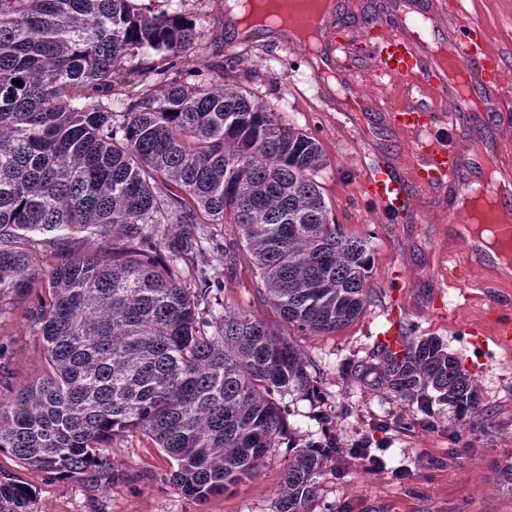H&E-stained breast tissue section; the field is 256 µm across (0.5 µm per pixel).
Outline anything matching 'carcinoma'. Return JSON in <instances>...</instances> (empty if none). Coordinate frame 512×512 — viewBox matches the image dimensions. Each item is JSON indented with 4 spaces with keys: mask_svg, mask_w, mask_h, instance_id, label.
<instances>
[{
    "mask_svg": "<svg viewBox=\"0 0 512 512\" xmlns=\"http://www.w3.org/2000/svg\"><path fill=\"white\" fill-rule=\"evenodd\" d=\"M152 2L0 0V304L37 280L26 233L112 243L39 279L49 299L27 319L48 370L0 401V452L72 477L111 468L100 449L140 431L175 462L177 489L202 501L274 447L277 397L311 398L317 386L288 337L244 311L203 317L222 302L209 301L196 259L245 251L258 293L320 335L371 303L369 243L329 220L320 143L228 71L196 80L181 63L201 46V17L185 0ZM226 221L240 237L221 246L205 225ZM161 226L164 261L153 255ZM373 357L364 374L398 396L479 412L472 378L438 338L378 343ZM335 464L334 439L297 449L274 512H311ZM32 500L0 472V512H32Z\"/></svg>",
    "mask_w": 512,
    "mask_h": 512,
    "instance_id": "cac0c4a2",
    "label": "carcinoma"
}]
</instances>
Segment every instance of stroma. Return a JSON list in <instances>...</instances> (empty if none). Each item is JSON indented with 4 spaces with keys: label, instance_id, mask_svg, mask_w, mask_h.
<instances>
[{
    "label": "stroma",
    "instance_id": "obj_1",
    "mask_svg": "<svg viewBox=\"0 0 512 512\" xmlns=\"http://www.w3.org/2000/svg\"><path fill=\"white\" fill-rule=\"evenodd\" d=\"M186 8L204 18L203 46L187 62L188 70L206 77L233 67L240 87L319 140L325 168L317 180L329 218L347 235L368 240L366 283L373 299L350 325L312 335L287 326L257 292L246 257L205 259L210 285L219 288L225 308L246 311L269 331L289 336L310 363L320 391L315 400L288 401L284 433L256 473L224 494L205 501L183 496L171 481L172 460L138 432L113 437L106 448L112 471L105 475L51 479L21 468L7 452H0V470L32 489L34 512H273L289 454L330 435L343 455L323 477L312 512H512V485L497 479L498 466L512 458V344L489 333L479 347L465 332L485 312L512 307V277L472 265L457 225L448 221L447 193L414 189L413 207L393 221L362 193L361 175L376 161H390L402 176H410L412 137L390 125L382 110L416 100L419 91L406 82L377 78L365 61L350 73L352 94L379 102L381 111L336 112L335 89L317 82L301 44L278 35L246 42L230 36L224 30V0H186ZM463 17L481 22L491 47L502 52V82L512 89V0H464ZM467 135L482 136L497 162L512 169V127L497 113H472ZM103 248L86 232L64 240L35 234L30 245L44 269ZM488 280L497 283L489 296L480 289ZM41 295V288H33L0 309V398L46 371L42 341L24 318ZM395 302L409 338H440L472 373L480 416L460 419L438 403L425 411L360 377L358 366L373 350ZM361 441L379 449L384 468L366 470L349 456V448Z\"/></svg>",
    "mask_w": 512,
    "mask_h": 512
}]
</instances>
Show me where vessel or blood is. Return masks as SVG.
<instances>
[{"label":"vessel or blood","instance_id":"obj_1","mask_svg":"<svg viewBox=\"0 0 512 512\" xmlns=\"http://www.w3.org/2000/svg\"><path fill=\"white\" fill-rule=\"evenodd\" d=\"M364 44L376 76L406 81L423 92H431L434 65L404 33L401 21L371 23L364 32ZM448 49L471 74L487 75L492 88L485 96L491 109L502 117L512 116V93L505 91L500 83L501 55L490 48L483 26L476 22L464 25ZM467 111L464 101L449 97L448 112L452 121L444 127L434 108L419 100L388 110L389 121L413 135L416 163L407 179L390 163L379 161L371 165L363 183L365 197L384 214L393 215L411 207L410 186L466 190L463 180L466 164L455 142L465 126Z\"/></svg>","mask_w":512,"mask_h":512}]
</instances>
